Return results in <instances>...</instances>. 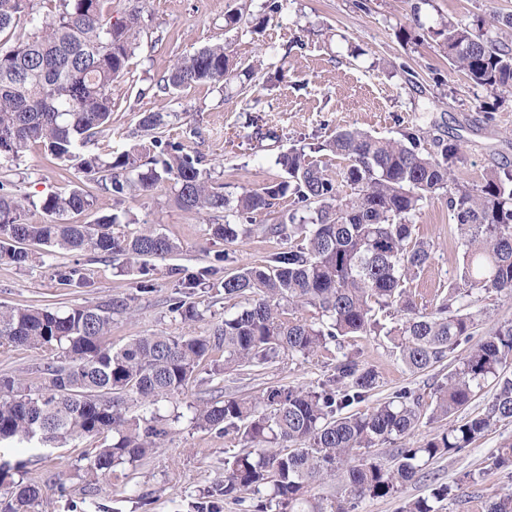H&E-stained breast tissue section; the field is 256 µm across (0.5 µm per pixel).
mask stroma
<instances>
[{
	"label": "stroma",
	"mask_w": 512,
	"mask_h": 512,
	"mask_svg": "<svg viewBox=\"0 0 512 512\" xmlns=\"http://www.w3.org/2000/svg\"><path fill=\"white\" fill-rule=\"evenodd\" d=\"M112 0V16L140 11V33L128 72L112 89V139L99 142L97 153L120 152L136 144L134 131L141 113H168L163 138L184 140L198 151L224 193L237 197L278 180L276 163L288 148L317 149L329 173L339 160L319 146L345 128H359L385 138L419 128L430 137L458 140L464 163L459 172L477 184L490 170H512V94L473 87L448 62L438 29L441 21L469 22L493 13H512V0ZM240 22L226 26L227 14ZM223 44L238 65L254 59L262 64L246 86L223 90L204 84L175 95L157 91L156 81L180 57L213 44ZM16 194L40 199L80 185L98 201L97 209L78 215L94 223L100 211L119 207L136 224H152L183 246L175 257L154 260L153 290H139V273H126L111 258L85 252H61L34 259L27 267L0 261V306L54 304L66 308L107 306L122 300L130 310L112 318V342L136 336L175 332L212 335L234 301L217 290L197 285L207 267L224 276L237 265L263 264L276 244L244 236L231 244L208 235L220 224V212L195 214L178 208L169 184L158 185L133 200L114 203L100 182L62 166L41 149L30 150L12 165L0 168ZM415 234L433 246L430 264L414 281L417 300L431 304L441 288L459 274L462 248L448 208L446 192L424 200L414 218ZM76 275L60 283L68 269ZM191 296L204 311L202 321H174L171 300ZM349 350L373 366L378 385L357 404L366 412L402 388L432 392L470 350L461 343L433 367L411 372L383 336H355ZM42 356L32 349L0 346V374L13 375L30 386L42 383ZM330 367L319 358L280 359L244 371L215 374L203 367L196 381L177 399L159 404L161 415L174 418L173 434L163 448L148 454L124 475L89 481L80 470L82 455L93 440L61 448L36 450L15 443L0 449L6 459L23 462L26 481L39 484L42 496L33 512H185L224 479V460L239 452L237 433L202 430L191 423L190 403L199 399H252L273 384L312 389ZM512 441V422L486 433L470 447L433 460L423 479L406 484L392 496L366 498L356 512H399L403 502L427 496L432 484L451 486L439 512H473L472 495L493 500L512 492V470H485L487 457ZM476 482H469V475Z\"/></svg>",
	"instance_id": "obj_1"
}]
</instances>
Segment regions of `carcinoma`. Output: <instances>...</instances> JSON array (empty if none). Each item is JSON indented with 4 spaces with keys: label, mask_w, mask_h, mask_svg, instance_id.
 I'll use <instances>...</instances> for the list:
<instances>
[{
    "label": "carcinoma",
    "mask_w": 512,
    "mask_h": 512,
    "mask_svg": "<svg viewBox=\"0 0 512 512\" xmlns=\"http://www.w3.org/2000/svg\"><path fill=\"white\" fill-rule=\"evenodd\" d=\"M30 2L0 0V36L23 16L30 26L10 46L0 43V161L14 163L31 147H42L104 183L117 202L168 182L179 208L229 211L238 218L208 225L209 235L232 243L260 234L288 247L264 265L244 264L213 284L224 298L244 304L210 336L154 333L116 346L112 315L127 309L122 301L109 308L1 310L0 345L38 350L44 364L43 383L33 390L0 375V443L59 448L106 435L109 441L82 457L83 470L94 480L113 475L162 447L169 427L157 404L183 393L217 350L224 352L217 374L283 357L334 361V373L318 391L269 386L253 400L190 406L197 427L235 430L244 442L225 462L224 484L207 497L246 492L264 499V512H354L358 501L392 495L423 478L430 461L512 422V378L501 373L512 362V321L489 330L430 396L400 389L366 413L345 412L378 383L377 372L345 350L346 338L382 334L411 371L422 372L474 335L479 293L512 292V172L491 171L470 184L457 175L462 157L455 141L436 139L437 150L428 151L420 148L425 135L418 130L396 140L345 129L317 147L345 162L336 176L304 149L291 147L277 157L279 180L231 200L199 155L181 141L157 136L167 125L166 112L141 113L139 130L152 136L155 148L148 160L136 146L103 158L86 147L112 132V85L127 73L139 16L113 20L112 0H44L51 8L42 13ZM484 26L482 19L474 25L447 21L439 34L448 60L474 86L512 93V42L475 31ZM251 75L232 68L224 47L215 45L178 59L157 87L175 94L195 85L242 83ZM440 190L448 193L462 263L457 281L420 307L410 284L431 260L432 246L414 237L413 217ZM286 196L295 209L269 224L255 223V216L270 213ZM27 204L46 219L25 222ZM95 205L77 186L35 201L17 197L13 184L0 180V261L26 267L32 261L27 245L35 244L46 256L91 252L137 264L147 275L151 260L180 251L173 238L149 225L132 235L122 231L121 224L130 223L125 212H106L93 224L70 222ZM300 209L308 216L297 217ZM391 308L400 318L386 329L377 314ZM169 312L182 323L204 317L198 302L186 297L173 299ZM490 380L496 390L482 414L415 447L403 443L422 419L432 424L448 417ZM130 401L143 415H127ZM387 443L397 445L390 467L367 455ZM21 468L0 458V487L10 493L3 512H30L41 497L37 484L14 479ZM336 475L343 495L328 500L310 494L314 483ZM450 494L448 485L437 484L400 512H436L435 504ZM480 512H512V493L480 502Z\"/></svg>",
    "instance_id": "carcinoma-1"
}]
</instances>
